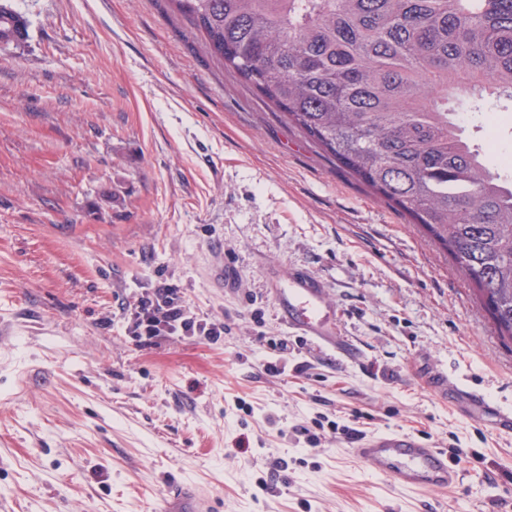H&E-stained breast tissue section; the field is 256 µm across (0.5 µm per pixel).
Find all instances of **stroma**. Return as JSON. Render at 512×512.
Here are the masks:
<instances>
[{
    "label": "stroma",
    "mask_w": 512,
    "mask_h": 512,
    "mask_svg": "<svg viewBox=\"0 0 512 512\" xmlns=\"http://www.w3.org/2000/svg\"><path fill=\"white\" fill-rule=\"evenodd\" d=\"M10 2L29 27L0 48V512H147L186 481L209 512H512V436L422 382L512 409V344L450 256L167 0ZM291 267L355 358L282 320ZM164 283L219 341L130 335ZM385 429L458 453L460 484L374 477L352 450ZM425 384L442 400L452 404L463 417L485 420L501 434H512V410L490 403L458 378L440 370L424 376Z\"/></svg>",
    "instance_id": "stroma-1"
}]
</instances>
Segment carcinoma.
<instances>
[{"instance_id":"1","label":"carcinoma","mask_w":512,"mask_h":512,"mask_svg":"<svg viewBox=\"0 0 512 512\" xmlns=\"http://www.w3.org/2000/svg\"><path fill=\"white\" fill-rule=\"evenodd\" d=\"M336 165L449 253L512 341V179L449 104H512V0H168ZM28 21L0 3V46Z\"/></svg>"}]
</instances>
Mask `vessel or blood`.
<instances>
[{"label": "vessel or blood", "mask_w": 512, "mask_h": 512, "mask_svg": "<svg viewBox=\"0 0 512 512\" xmlns=\"http://www.w3.org/2000/svg\"><path fill=\"white\" fill-rule=\"evenodd\" d=\"M282 319L296 333L310 337L340 355L351 350L336 333L321 280L297 270L283 276L275 288ZM425 384L463 417L485 420L501 434H512V410L490 403L458 378L440 370L424 376ZM353 453L372 473L400 490H449L461 481V471L442 449L423 437L402 430H385L359 439ZM156 512H205L193 484L184 482L164 499Z\"/></svg>", "instance_id": "1"}]
</instances>
